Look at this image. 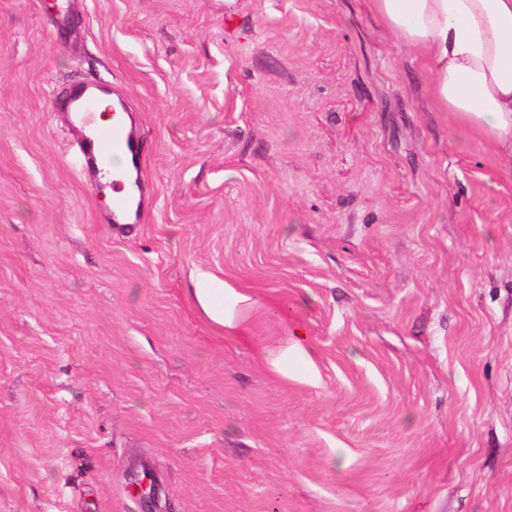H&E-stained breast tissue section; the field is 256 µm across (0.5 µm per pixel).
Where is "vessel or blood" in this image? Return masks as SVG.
Returning a JSON list of instances; mask_svg holds the SVG:
<instances>
[{
  "mask_svg": "<svg viewBox=\"0 0 512 512\" xmlns=\"http://www.w3.org/2000/svg\"><path fill=\"white\" fill-rule=\"evenodd\" d=\"M112 99V122L95 124L102 97ZM69 123L78 130L75 143L80 177L111 193L106 217L113 232H125L140 223L148 205L145 189L146 142L140 123L133 119L123 96L113 95L108 82L81 79L70 84L65 101Z\"/></svg>",
  "mask_w": 512,
  "mask_h": 512,
  "instance_id": "vessel-or-blood-1",
  "label": "vessel or blood"
}]
</instances>
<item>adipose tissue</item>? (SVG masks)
I'll return each mask as SVG.
<instances>
[{
	"label": "adipose tissue",
	"mask_w": 512,
	"mask_h": 512,
	"mask_svg": "<svg viewBox=\"0 0 512 512\" xmlns=\"http://www.w3.org/2000/svg\"><path fill=\"white\" fill-rule=\"evenodd\" d=\"M398 43L416 53L429 75L437 111L479 133L512 157V0H367ZM202 309L227 335L250 342L267 313L233 288H199ZM277 374H297L311 362L310 342L297 323L261 348Z\"/></svg>",
	"instance_id": "adipose-tissue-1"
}]
</instances>
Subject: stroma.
Masks as SVG:
<instances>
[{
	"instance_id": "35a3bbf8",
	"label": "stroma",
	"mask_w": 512,
	"mask_h": 512,
	"mask_svg": "<svg viewBox=\"0 0 512 512\" xmlns=\"http://www.w3.org/2000/svg\"><path fill=\"white\" fill-rule=\"evenodd\" d=\"M71 3L0 0V512H512V162L365 0ZM91 77L149 145L122 238L59 108ZM195 297L202 309L224 332L241 341L252 342L259 318L269 309L252 296L234 288H195ZM283 324V336L271 340L261 348V355L266 364L277 374L288 378L296 375L299 369H306L309 380H314L311 362L310 342L304 328L294 323L288 325V320L278 314Z\"/></svg>"
}]
</instances>
